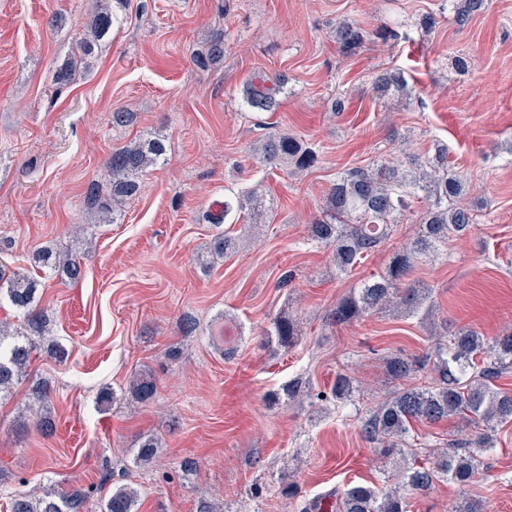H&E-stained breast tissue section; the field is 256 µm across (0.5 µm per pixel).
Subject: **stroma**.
Listing matches in <instances>:
<instances>
[{
    "label": "stroma",
    "instance_id": "obj_1",
    "mask_svg": "<svg viewBox=\"0 0 512 512\" xmlns=\"http://www.w3.org/2000/svg\"><path fill=\"white\" fill-rule=\"evenodd\" d=\"M445 0H129L113 4L118 22L101 41L93 68L68 85L55 70L72 54L74 30L96 0H0V264L29 266L49 246L76 252L81 281L43 278L40 306L51 338L70 356L32 358L48 381L52 435L31 426L27 385L0 403V512L10 497L74 486L90 512L112 487L135 483L139 512H197L200 499L222 512H297L283 488L311 498L347 484H389L392 467L361 434L360 419L385 400L384 354L431 346L417 319L375 313L329 325L338 299L384 272L416 227L399 224L385 245L351 273L337 275L323 246L308 239L337 176L403 152L426 156L434 144L468 175L466 201L478 205L468 232L447 255L412 277L433 288L439 316L493 338L512 331V0H486L457 25ZM431 15L432 29L420 20ZM374 30L399 24L397 39L340 52L342 23ZM224 54L205 57L213 40ZM468 73H458L455 55ZM403 70L411 96L376 98L378 72ZM286 73L275 112L244 102L254 73ZM343 111H332L334 101ZM131 123H111L114 110ZM312 147L317 163L300 173L271 168L252 153L266 128ZM164 139V161L141 178L115 222L99 223L90 184L109 194L104 164L135 140ZM260 188L266 209L242 248L203 268L215 228L209 216L225 197ZM291 287H279L285 272ZM299 322L289 350L263 348L280 311ZM197 329L184 333L182 319ZM177 349L178 359L168 357ZM363 384L344 416L318 401L337 373ZM152 375L153 402L127 394ZM304 390L288 401L293 380ZM116 399L104 403L105 393ZM279 401H271V393ZM27 421V432L17 425ZM462 423L415 425L409 443L439 452ZM161 448L137 464L141 441ZM475 484H436L409 495V512H456L467 499L485 512H512V425Z\"/></svg>",
    "mask_w": 512,
    "mask_h": 512
}]
</instances>
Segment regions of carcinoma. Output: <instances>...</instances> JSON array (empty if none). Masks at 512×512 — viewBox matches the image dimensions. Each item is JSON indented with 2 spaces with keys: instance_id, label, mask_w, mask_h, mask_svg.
I'll list each match as a JSON object with an SVG mask.
<instances>
[{
  "instance_id": "1",
  "label": "carcinoma",
  "mask_w": 512,
  "mask_h": 512,
  "mask_svg": "<svg viewBox=\"0 0 512 512\" xmlns=\"http://www.w3.org/2000/svg\"><path fill=\"white\" fill-rule=\"evenodd\" d=\"M454 20L465 23L485 7V0H450ZM112 28V10L101 5L91 20L76 33L79 55L65 61L55 73L58 84H67L78 72L92 67L95 47ZM395 33L385 28L368 32L360 26L343 24L336 27V44L350 53L375 38L387 41ZM285 79L277 74L261 77L258 83H246L245 104L256 113L273 112L278 106L277 95L284 91ZM379 97L405 95L408 81L399 71H385L373 81ZM166 152L160 139L130 142L112 151L105 169L112 181V200L89 188L95 209L108 213L124 198L140 190L138 175L156 166ZM259 160L269 166L291 163L297 171L307 170L317 163L318 156L295 138L278 132H268L259 141ZM412 170L391 161H382L367 168H352L339 174L326 193L321 216L310 225L309 239L328 248L340 273H348L389 239L401 217L410 210V201H428L421 213L416 236L396 250L385 272L364 281L336 302L331 319L337 325L359 321L373 312L418 317L430 327L435 338L431 350L408 354L401 350L384 358L391 382L413 376L430 378L427 385L394 390L389 398L372 409L362 419L364 439L373 444L383 459L402 464L396 474L395 486L377 488L354 484L333 490L299 504L300 512H318L319 503L335 497L336 512H409V502L403 491L415 494L428 492L438 482L459 486L472 483L483 465L488 450L496 447L495 432L512 423V392L497 385L503 374L512 370V333L490 341L480 332L459 327L448 329V320L436 322L438 301L434 289L410 279L423 259L437 250L448 249V242L461 237L473 223L471 206L458 202L466 194L467 176L448 164V148L436 146L433 155L409 159ZM262 198L248 191L236 200L224 201L222 219L234 212L261 208ZM239 237L234 232L219 230L212 235L207 247L208 262L233 256ZM38 272L60 273L76 283L82 277V267L76 259L42 248L34 255ZM38 276L25 269L0 267V305L7 304L18 313V323L0 325V350L9 352V359H0V398L12 394L27 377L32 353L44 351L50 358L64 363L69 358L67 348L47 341L49 319L38 308ZM298 328L290 316H275L264 331L262 344H274L289 349L296 345ZM358 391L356 379L340 373L330 389L329 400L342 410L353 404ZM131 397L147 403L155 399L157 386L153 378L142 376L129 387ZM462 420L473 427V436L459 440L448 438L447 448L439 455L421 458L408 448V436L416 424L437 425ZM140 491L122 484L112 487L100 502V512H139ZM10 512H86L82 490L52 488L34 497L23 493L11 497Z\"/></svg>"
}]
</instances>
